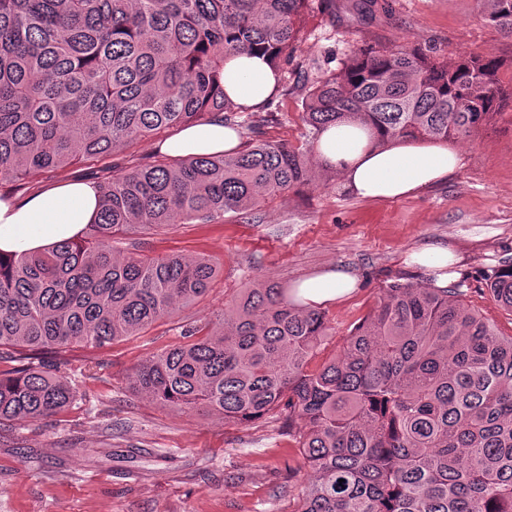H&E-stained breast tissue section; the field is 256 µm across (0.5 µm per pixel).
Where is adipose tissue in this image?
I'll list each match as a JSON object with an SVG mask.
<instances>
[{"label": "adipose tissue", "mask_w": 512, "mask_h": 512, "mask_svg": "<svg viewBox=\"0 0 512 512\" xmlns=\"http://www.w3.org/2000/svg\"><path fill=\"white\" fill-rule=\"evenodd\" d=\"M224 91L244 111L258 110L275 92L278 74L265 57L247 52L224 59ZM239 135L220 120L189 125L156 143L158 154L175 158L188 154L234 153ZM320 161L336 166L347 187L371 199L402 197L444 180L459 163L455 151L441 145L399 143L385 148L367 144L360 126L331 127L320 138ZM101 201L95 183L74 180L22 200L0 198V253L41 250L80 236L95 219ZM357 277L337 266L301 280L299 295L313 305L344 296L356 288Z\"/></svg>", "instance_id": "1"}]
</instances>
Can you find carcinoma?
I'll list each match as a JSON object with an SVG mask.
<instances>
[{
    "label": "carcinoma",
    "mask_w": 512,
    "mask_h": 512,
    "mask_svg": "<svg viewBox=\"0 0 512 512\" xmlns=\"http://www.w3.org/2000/svg\"><path fill=\"white\" fill-rule=\"evenodd\" d=\"M309 0H0V180L26 186L88 163L105 172L100 215L80 240L0 254V423L38 422L77 392L58 366L27 353L103 348L138 336L203 297L217 275L205 257L153 256L118 234L247 214L269 198L325 187L340 172L315 145L358 123L369 144L448 142L486 128L512 101L504 60L367 43L302 100L308 147L262 136L224 93V57L257 52L274 70L301 43ZM483 20L512 37V0H482ZM234 122V154L113 164L115 150L164 129ZM512 312V259L483 269ZM462 283L393 279L339 352L311 367L326 313L297 289L259 282L224 308L223 328L189 338L128 374L165 408L246 425L288 414L305 483L295 512H512V336L464 303Z\"/></svg>",
    "instance_id": "cac0c4a2"
}]
</instances>
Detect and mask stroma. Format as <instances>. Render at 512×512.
I'll return each mask as SVG.
<instances>
[{
	"label": "stroma",
	"instance_id": "35a3bbf8",
	"mask_svg": "<svg viewBox=\"0 0 512 512\" xmlns=\"http://www.w3.org/2000/svg\"><path fill=\"white\" fill-rule=\"evenodd\" d=\"M481 11L477 0H388L387 12L368 19L350 0H336L332 14L310 6L301 47L282 70L266 137L305 145L306 86L365 42L430 46L444 58L464 51L512 58V39L485 23ZM451 148L460 159L455 172L402 198L363 199L340 179L267 200L248 215L134 231L154 254L203 256L218 274L204 297L143 335L72 348L61 366L78 391L72 407L42 422L0 425V512H294L298 489L289 470L298 456L281 415L240 426L162 408L134 393L127 374L183 343L186 322L218 321L253 282L290 287L341 265L357 275L358 286L325 307L331 330L323 353L331 355L387 280L436 279V271L409 261L431 246L456 251L461 261L450 282L462 283L465 303L512 335V312L477 276L512 257V109Z\"/></svg>",
	"mask_w": 512,
	"mask_h": 512
}]
</instances>
